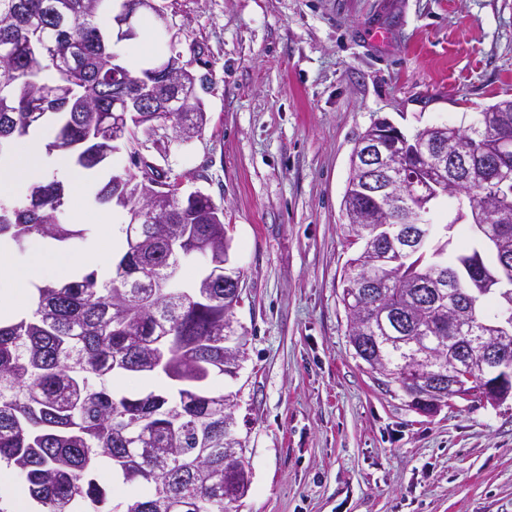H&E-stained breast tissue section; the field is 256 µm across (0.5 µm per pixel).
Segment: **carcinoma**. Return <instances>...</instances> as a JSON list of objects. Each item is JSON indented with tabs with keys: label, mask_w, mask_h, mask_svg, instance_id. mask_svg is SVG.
Returning <instances> with one entry per match:
<instances>
[{
	"label": "carcinoma",
	"mask_w": 512,
	"mask_h": 512,
	"mask_svg": "<svg viewBox=\"0 0 512 512\" xmlns=\"http://www.w3.org/2000/svg\"><path fill=\"white\" fill-rule=\"evenodd\" d=\"M112 14V0H0V46L16 49L14 60H0V83L9 86L0 97V156L53 118L46 153L69 154L83 169L128 150L131 166L100 184L95 202L131 214L149 202L142 191L154 193L179 252L160 225L138 224L110 279L92 270L45 283L29 314L0 322V462L15 470L40 512H234L224 465H250L236 422L224 424L232 400L209 380L224 375V352L245 346L234 312L240 295L204 275L176 296L165 288L168 267L185 264L183 254L204 248L224 261V208L206 193L178 192L177 176L138 148L159 124L179 135L189 122L201 135L207 112L198 95L167 112L123 107L145 94L170 99L173 71L202 90L207 79L175 44L146 67H128L118 49L127 39L116 26L107 33L99 26ZM497 108L476 113L466 127L447 125L479 149L447 181L467 200L494 207L489 222L470 224L464 249L448 255V225L431 221L423 228L425 246L407 245L389 266L368 261L383 234L372 198L353 190L360 219L347 225L362 247L343 276L342 301L359 319L349 335L364 337L370 355L399 380L412 352L436 354L441 365L429 376L446 379L448 350L461 331L512 326V311L493 298L455 322L448 316L468 302L477 276L458 266L459 256L489 255L483 266L512 283V203L497 206L493 196L499 142L512 141V111ZM65 197L64 182L52 176L30 183L14 201L0 200V237L20 248L32 236L63 244L83 239V229L61 221ZM120 373L152 381L161 392L119 395L111 381ZM102 458L127 486L118 501L97 479Z\"/></svg>",
	"instance_id": "obj_1"
}]
</instances>
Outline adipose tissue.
Returning a JSON list of instances; mask_svg holds the SVG:
<instances>
[{
  "instance_id": "adipose-tissue-1",
  "label": "adipose tissue",
  "mask_w": 512,
  "mask_h": 512,
  "mask_svg": "<svg viewBox=\"0 0 512 512\" xmlns=\"http://www.w3.org/2000/svg\"><path fill=\"white\" fill-rule=\"evenodd\" d=\"M63 168L65 156L46 158L39 136H32L23 151L0 159V196L18 192L23 185L39 179L45 164ZM110 261L109 250L81 256L59 254L39 246L27 258H19L12 242L0 238V319H9L28 309V298L36 284L46 277L62 278L75 267L102 269Z\"/></svg>"
}]
</instances>
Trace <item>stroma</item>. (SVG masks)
I'll return each instance as SVG.
<instances>
[{
    "mask_svg": "<svg viewBox=\"0 0 512 512\" xmlns=\"http://www.w3.org/2000/svg\"><path fill=\"white\" fill-rule=\"evenodd\" d=\"M207 76L201 137L151 156L224 207L243 273L235 402L251 488L238 512H512V401L423 414L349 342L342 275L359 245L342 214L350 158L377 118L406 135L512 99V0H158ZM127 153L82 173L66 204L76 253L94 192Z\"/></svg>",
    "mask_w": 512,
    "mask_h": 512,
    "instance_id": "obj_1",
    "label": "stroma"
}]
</instances>
